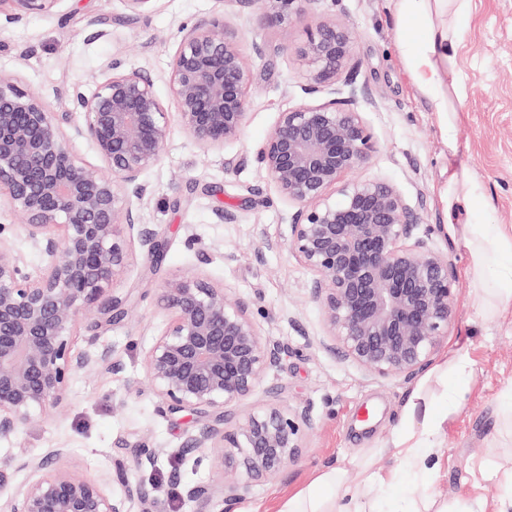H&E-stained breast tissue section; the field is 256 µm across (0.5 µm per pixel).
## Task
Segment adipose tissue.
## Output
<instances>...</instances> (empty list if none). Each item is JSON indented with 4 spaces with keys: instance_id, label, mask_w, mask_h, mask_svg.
Segmentation results:
<instances>
[{
    "instance_id": "adipose-tissue-1",
    "label": "adipose tissue",
    "mask_w": 512,
    "mask_h": 512,
    "mask_svg": "<svg viewBox=\"0 0 512 512\" xmlns=\"http://www.w3.org/2000/svg\"><path fill=\"white\" fill-rule=\"evenodd\" d=\"M403 37L399 49L410 78L432 111L452 126L456 111L448 97L456 73L450 61L464 38L461 29L448 24V17L469 7V0H391ZM463 240L470 255V296L475 305L490 311L512 307V227L492 228L467 224ZM442 380L440 397L415 392L405 404L401 424L392 441L394 464L381 470L370 461L358 462V480L346 482L344 470H324L306 491L285 504L282 512H512V464L499 466L507 486L487 510L481 500L451 504L443 500L431 478L440 462L435 436L444 421L466 399L470 360L464 355L444 359L434 369ZM374 491L372 501H363L362 489Z\"/></svg>"
}]
</instances>
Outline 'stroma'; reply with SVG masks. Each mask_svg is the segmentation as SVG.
Returning a JSON list of instances; mask_svg holds the SVG:
<instances>
[{"label": "stroma", "instance_id": "stroma-1", "mask_svg": "<svg viewBox=\"0 0 512 512\" xmlns=\"http://www.w3.org/2000/svg\"><path fill=\"white\" fill-rule=\"evenodd\" d=\"M335 15L354 26L353 82L329 86L323 97L340 100L357 87V107L373 136L370 158L355 175H384L410 204L425 201L423 227L434 248L451 255L458 283L457 317L432 360L460 352L471 372L465 402L436 436L442 457L432 482L453 503L490 504L502 494L490 471L512 459V423L492 412L512 390V308L488 316L469 300V254L459 234L466 208L447 209L443 193L449 173L467 169L485 188L476 219L512 226V0H470L458 20L466 36L453 60L457 84L449 96L457 120L449 131L411 82L389 0H324L317 11L292 15L284 33L239 11L234 0H151L135 19L123 0H59L52 13L0 30V73L42 96L51 111H67L66 90L88 84L112 61L152 77L170 126L159 163L143 176L148 192L135 203L142 226L164 243V255L149 268L136 231L125 230L130 262L116 288L127 298L129 315L95 331L82 327L75 340L82 350L87 335L97 333L98 347L109 349L122 371L73 375L64 407L0 438V461L11 462L14 483L28 479L21 463L30 452L67 449V465L94 476L122 469L132 448L144 443L160 451L136 473L154 489V512H197L179 499V490L222 480L220 471L187 450L202 423L185 413H162L143 380L144 351L169 317L161 288L193 271L253 302L263 332L285 347L278 366L230 415L281 404L302 407L310 418L297 460L275 478L252 481L231 512H280L327 468L343 466L355 477L348 466L355 458L387 466L399 412L419 379L378 377L325 345L310 292L313 275L284 245L293 209L255 162L280 112L302 96L298 50L320 21ZM213 20L223 21L250 54L252 91L242 139L205 150L182 129L168 78L183 26ZM224 211L229 217L223 221Z\"/></svg>", "mask_w": 512, "mask_h": 512}]
</instances>
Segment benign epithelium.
<instances>
[{"instance_id": "7a95c632", "label": "benign epithelium", "mask_w": 512, "mask_h": 512, "mask_svg": "<svg viewBox=\"0 0 512 512\" xmlns=\"http://www.w3.org/2000/svg\"><path fill=\"white\" fill-rule=\"evenodd\" d=\"M59 0H0L8 24L51 12ZM269 20L314 11L321 0H274ZM354 38L346 19L319 25L298 51L304 98L279 113L256 153L259 169L281 201L296 207L288 225L289 251L313 274L331 345L366 371L409 379L425 367L457 316V282L449 254L420 231L424 201L410 205L386 177L341 182L365 164L371 136L357 110L358 90L341 102L313 103L338 81L352 84L345 67ZM90 92L73 87V107L49 111L45 101L0 75V203L21 220L33 248L46 258L33 279L10 239L0 236V437L17 434L36 412L66 402L77 372L120 364L106 349L74 348L82 322L98 327L126 315L114 283L127 263L122 227L139 223L132 199H141L145 171L165 148L167 112L153 81L139 70L108 65ZM251 68L238 42L213 21L183 29L172 57L169 90L181 126L201 148L242 139L251 93ZM88 138L101 165L74 154L70 137ZM145 263L163 244L139 230ZM162 299L170 319L144 355V377L171 415L189 413L205 425L190 449L222 470V485L183 487V500L202 508L241 499L248 481L273 476L301 448L305 410L269 405L235 421L226 409L250 396L280 360L284 346L262 334L245 301L200 274L166 281ZM44 466L36 454L22 466L29 479L15 485L11 464L0 465L3 512H130L150 499L146 485L122 470L124 494L112 477Z\"/></svg>"}]
</instances>
